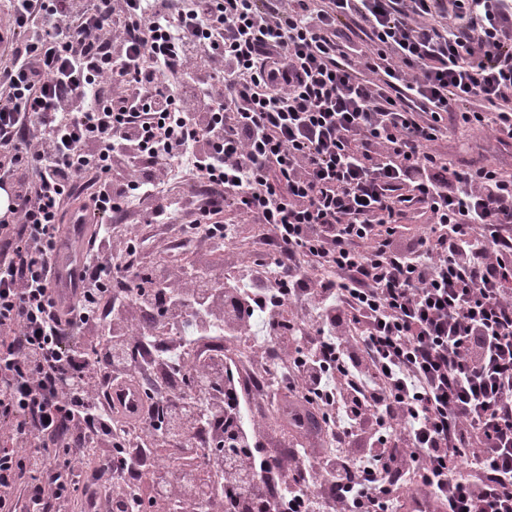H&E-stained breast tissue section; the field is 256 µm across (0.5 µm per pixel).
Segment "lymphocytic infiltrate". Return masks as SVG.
<instances>
[{
  "label": "lymphocytic infiltrate",
  "instance_id": "obj_1",
  "mask_svg": "<svg viewBox=\"0 0 512 512\" xmlns=\"http://www.w3.org/2000/svg\"><path fill=\"white\" fill-rule=\"evenodd\" d=\"M0 42V512L72 498L195 512L190 482L126 499L138 431L194 460L214 512H512V179L449 167V125L512 140V0H10ZM95 231L67 321L51 262L69 207ZM428 216L412 237L400 221ZM130 214L190 247L255 224L234 318L285 365L327 448L281 452L242 367L108 390L146 342L207 316L216 281L138 259ZM240 444L179 431L211 400Z\"/></svg>",
  "mask_w": 512,
  "mask_h": 512
}]
</instances>
